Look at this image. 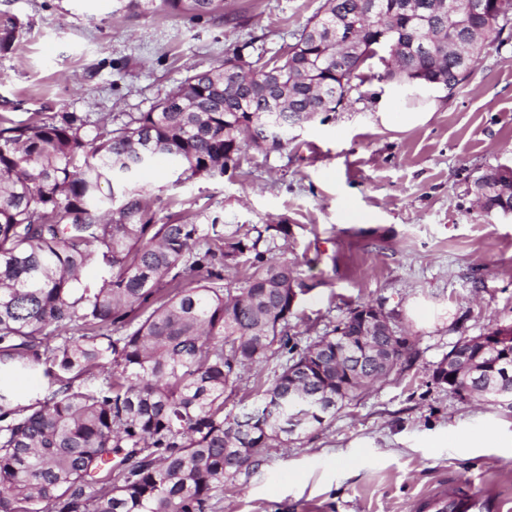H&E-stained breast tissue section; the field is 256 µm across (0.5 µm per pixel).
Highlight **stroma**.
I'll list each match as a JSON object with an SVG mask.
<instances>
[{
  "mask_svg": "<svg viewBox=\"0 0 512 512\" xmlns=\"http://www.w3.org/2000/svg\"><path fill=\"white\" fill-rule=\"evenodd\" d=\"M321 3L224 0L223 17L193 19L116 14L112 0H0V19L20 24L0 55V115L20 123L76 112L94 122L150 111L245 42L273 56ZM383 69L366 60L336 112L305 122L283 154L247 152L239 174L180 182L173 167L154 165L137 177L165 213L197 224H288L270 254L295 264L305 287L288 326L300 342L364 303L394 313L415 342L409 369L225 480L216 512H417L439 490L512 512V407L432 380L460 339L512 327V216L480 215L470 191L480 168L512 164V40L450 94L382 81ZM430 102L437 110L422 126L391 131L377 117L384 105L409 112ZM417 302L434 321L411 318ZM283 361L245 371L226 413L252 408V387L271 384ZM470 425L494 434L449 442Z\"/></svg>",
  "mask_w": 512,
  "mask_h": 512,
  "instance_id": "obj_1",
  "label": "stroma"
}]
</instances>
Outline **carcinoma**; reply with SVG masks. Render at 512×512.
I'll list each match as a JSON object with an SVG mask.
<instances>
[{"instance_id": "carcinoma-1", "label": "carcinoma", "mask_w": 512, "mask_h": 512, "mask_svg": "<svg viewBox=\"0 0 512 512\" xmlns=\"http://www.w3.org/2000/svg\"><path fill=\"white\" fill-rule=\"evenodd\" d=\"M322 0L265 62L241 53L174 86L150 111L111 126L73 112L8 126L0 116V376L49 379L21 402L0 381V512H214L224 479L254 466L281 436L323 426L362 389L391 372L347 379L345 318L305 346L288 334V293L303 292L296 268L269 255L286 224L219 232L158 216L160 197L132 177L167 157L178 179L236 172L252 150L288 146V131L334 112L360 66L387 33L396 60L378 78L459 86L493 46L512 36V0H486L466 18L467 0ZM224 16V0H112V12ZM358 21L348 51L336 41ZM0 23V54L16 40ZM497 175L482 213L512 209V168ZM112 192L102 210L101 185ZM247 264L242 285L224 269ZM96 265L101 281L82 270ZM412 363L410 337L395 332ZM286 360L260 402L224 414L242 373L274 355ZM500 370L472 378L470 397L492 403ZM344 388L324 414L308 395ZM285 403L271 414L274 400Z\"/></svg>"}]
</instances>
